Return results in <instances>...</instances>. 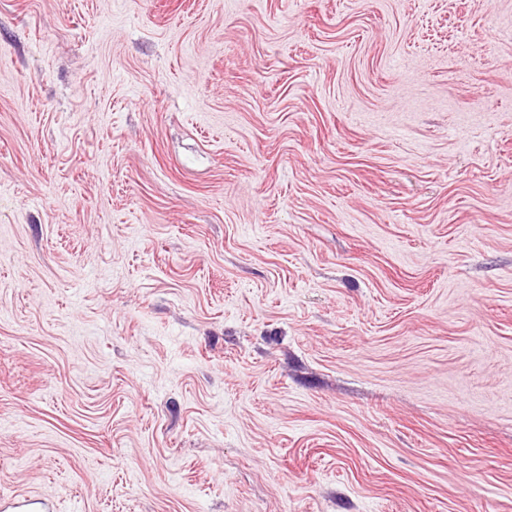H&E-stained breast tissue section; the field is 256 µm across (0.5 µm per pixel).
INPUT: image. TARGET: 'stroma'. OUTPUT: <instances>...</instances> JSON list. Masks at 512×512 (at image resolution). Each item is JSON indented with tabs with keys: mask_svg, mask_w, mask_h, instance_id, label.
<instances>
[{
	"mask_svg": "<svg viewBox=\"0 0 512 512\" xmlns=\"http://www.w3.org/2000/svg\"><path fill=\"white\" fill-rule=\"evenodd\" d=\"M512 512V0H0V499Z\"/></svg>",
	"mask_w": 512,
	"mask_h": 512,
	"instance_id": "obj_1",
	"label": "stroma"
}]
</instances>
